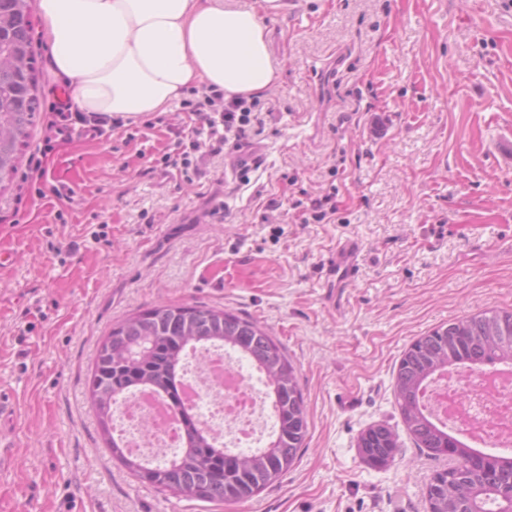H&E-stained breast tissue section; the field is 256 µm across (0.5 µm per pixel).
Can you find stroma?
I'll list each match as a JSON object with an SVG mask.
<instances>
[{"instance_id":"stroma-1","label":"stroma","mask_w":512,"mask_h":512,"mask_svg":"<svg viewBox=\"0 0 512 512\" xmlns=\"http://www.w3.org/2000/svg\"><path fill=\"white\" fill-rule=\"evenodd\" d=\"M268 17L279 83L260 95L261 167L231 154L200 175L155 167L173 103L103 134L56 108L67 92L34 18L41 110L0 189V512H427L449 461L415 446L393 393L404 350L434 327L512 309V0H293ZM330 196L316 221L305 205ZM357 274L325 287L336 243ZM160 303L233 310L292 361L308 434L281 479L243 501L174 498L103 447L85 396L97 343ZM399 435L366 465L359 434ZM357 448L369 466L384 467L395 459L399 450V436L385 424H374L360 433Z\"/></svg>"}]
</instances>
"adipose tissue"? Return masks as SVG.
<instances>
[{
    "mask_svg": "<svg viewBox=\"0 0 512 512\" xmlns=\"http://www.w3.org/2000/svg\"><path fill=\"white\" fill-rule=\"evenodd\" d=\"M288 0L232 7L224 0H38L49 70L72 110L138 120L194 86L225 96L273 87L266 16Z\"/></svg>",
    "mask_w": 512,
    "mask_h": 512,
    "instance_id": "ef3b65f1",
    "label": "adipose tissue"
}]
</instances>
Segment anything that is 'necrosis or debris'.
I'll use <instances>...</instances> for the list:
<instances>
[{
	"label": "necrosis or debris",
	"instance_id": "4bbe7bcc",
	"mask_svg": "<svg viewBox=\"0 0 512 512\" xmlns=\"http://www.w3.org/2000/svg\"><path fill=\"white\" fill-rule=\"evenodd\" d=\"M182 396L217 444L260 448L269 427L264 384L229 351L212 347L189 355ZM423 397L442 422L476 447L512 449V384L489 387L451 369L437 375ZM112 425L133 454L155 461L181 446L182 432L167 402L149 392L118 402Z\"/></svg>",
	"mask_w": 512,
	"mask_h": 512
}]
</instances>
